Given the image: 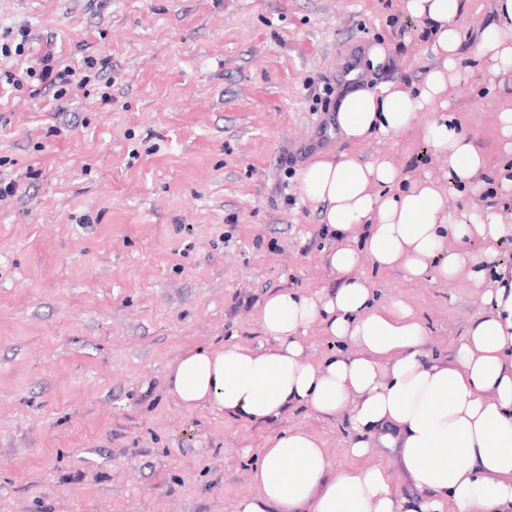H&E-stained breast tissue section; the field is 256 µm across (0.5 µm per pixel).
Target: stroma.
<instances>
[{"instance_id": "stroma-1", "label": "stroma", "mask_w": 512, "mask_h": 512, "mask_svg": "<svg viewBox=\"0 0 512 512\" xmlns=\"http://www.w3.org/2000/svg\"><path fill=\"white\" fill-rule=\"evenodd\" d=\"M29 32L14 72L46 49L87 72L63 100H0V512H238L267 440L302 429L354 466L344 416L305 405L265 423L193 411L168 394L185 349L265 347L258 313L283 289L331 287L335 240L304 202L305 149L348 150L321 98L377 45L369 86L420 84L434 62L403 0H0ZM93 69H85L86 57ZM448 110L487 167L452 210L493 205L512 154L499 114L512 70L464 53ZM409 178L446 181L418 130L360 146ZM375 301L407 304L425 357H450L479 298L465 278H407L362 261Z\"/></svg>"}]
</instances>
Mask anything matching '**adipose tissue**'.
<instances>
[{
    "instance_id": "obj_1",
    "label": "adipose tissue",
    "mask_w": 512,
    "mask_h": 512,
    "mask_svg": "<svg viewBox=\"0 0 512 512\" xmlns=\"http://www.w3.org/2000/svg\"><path fill=\"white\" fill-rule=\"evenodd\" d=\"M432 32L436 64L410 90L347 88L336 126L352 149L321 155L299 173L301 191L339 245L328 255L333 288L271 293L259 312L271 344L190 348L169 364L168 391L186 409L210 408L268 422L296 405L347 416L364 434L348 452L358 466L333 471L314 435L290 429L268 439L239 512H512V261L498 259L512 224L494 207L457 215L449 197L474 187L484 156L448 115V75L464 35L455 23L467 0H404ZM474 43L476 56L512 69V0ZM419 128L447 155V185L403 181L389 160H364L371 139ZM436 282L465 277L483 311L446 362L426 361L424 326L403 302L378 306L361 260ZM350 343L351 354L315 363L302 336L311 323Z\"/></svg>"
}]
</instances>
